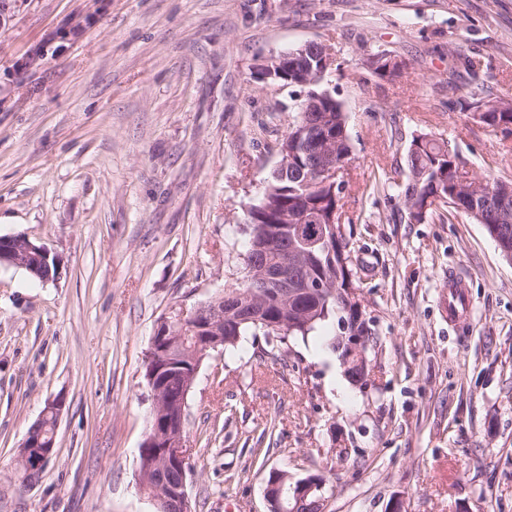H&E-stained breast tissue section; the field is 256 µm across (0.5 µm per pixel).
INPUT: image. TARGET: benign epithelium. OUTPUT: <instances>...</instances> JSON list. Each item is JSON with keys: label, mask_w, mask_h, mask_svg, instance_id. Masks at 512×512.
I'll use <instances>...</instances> for the list:
<instances>
[{"label": "benign epithelium", "mask_w": 512, "mask_h": 512, "mask_svg": "<svg viewBox=\"0 0 512 512\" xmlns=\"http://www.w3.org/2000/svg\"><path fill=\"white\" fill-rule=\"evenodd\" d=\"M333 63L330 48L316 41L306 42L278 56L267 58L261 65L260 72L265 79L277 81L288 71L298 74L301 85L308 88V99L304 104L306 112L323 111L322 101L330 97L326 90L317 92L313 87L323 81L325 74ZM301 133L294 127L285 136L284 145L277 146L280 160L276 168L288 169V145L300 142ZM324 158L312 168L305 177L304 184L317 185L320 188L336 190L340 175L343 173L350 152H339L334 149V141L326 140L323 146ZM456 191L468 193L476 198L484 194L485 184L473 177L463 174L455 179ZM492 194L500 202L499 223L509 221L508 202L512 200V182L501 180L496 183ZM433 198L421 197L416 192L408 199V207L415 216L423 215L431 208ZM279 221L282 224L297 225V238L305 249V254L315 256V251H327L324 243L327 234L324 228V217L320 213L306 216L294 209L283 212ZM10 245L11 260L14 264L24 266L32 260L36 263H49V250L29 240L13 242L9 237H0V246ZM270 251L265 250L256 255L246 265V280L261 285L260 290L248 293L236 291L226 297L221 296L209 302L207 314H202V307L191 310L179 308L165 316L152 336L146 355L148 367L147 382L152 393L154 406L152 411L153 426L145 435L146 441L141 452L149 448L159 449L157 467L154 471L151 486L141 484V488L150 492V497L166 500L173 504L174 512H192L186 491V476L191 470V449L187 448L184 429V415L166 416L162 407L163 391L174 367V350L183 338V334H192L200 346L212 345L211 336L217 327L226 321H249L265 313L261 303L269 297L288 303L294 301L299 294L317 296L324 293L334 294L341 298L346 317L340 321L339 339L346 345L342 358L344 371L356 375L363 384L369 378L370 361L368 359V343L366 341V323L362 305L357 296L356 287L352 284L353 274H348L346 283L339 281L300 280L296 276V265L293 256L286 252L274 262L269 260ZM54 454V447L42 444L39 437L23 442L17 460L16 471L24 480L34 472H39ZM322 482L315 477L304 480H293L284 472H274L267 481L265 496L270 505V512H299V507L313 496L318 505H323L320 495Z\"/></svg>", "instance_id": "1"}]
</instances>
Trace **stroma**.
Listing matches in <instances>:
<instances>
[{"label":"stroma","instance_id":"1","mask_svg":"<svg viewBox=\"0 0 512 512\" xmlns=\"http://www.w3.org/2000/svg\"><path fill=\"white\" fill-rule=\"evenodd\" d=\"M308 41L348 114L343 230L372 373L352 384L328 322L277 352L215 351L188 396L192 512H269L270 472L317 477L325 512H512V262L464 214L403 218L413 136L512 179V135L463 110L512 97V0H17L0 27V236L63 274L0 266V512H157L138 485L159 319L241 285L247 210L306 90L264 80ZM409 61L396 77L369 54ZM470 318L448 322L449 272ZM55 452L18 450L53 398ZM18 234L12 235V236H6V237H0V263L1 258L3 254V251H1V246L3 244H11V247L8 249L10 250L11 260L14 264L19 266H25L28 262V260H32L36 263L43 262L45 265L49 266V250L44 245H37L30 241V237L27 236V241L22 242L19 240V242H14L9 240V238L16 236ZM1 265H9V263H1ZM28 438L27 435L22 444L16 467L17 473L23 480L28 479L32 473L41 471L55 450L54 445L49 448L43 445L41 437L32 438L27 442Z\"/></svg>","mask_w":512,"mask_h":512}]
</instances>
